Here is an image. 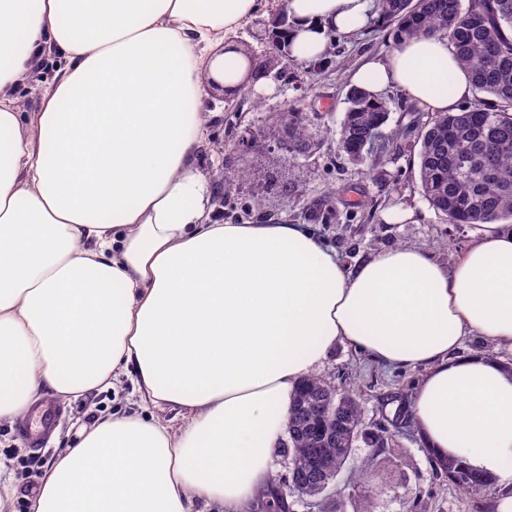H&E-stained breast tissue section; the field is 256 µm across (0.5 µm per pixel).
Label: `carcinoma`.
<instances>
[{
    "label": "carcinoma",
    "mask_w": 512,
    "mask_h": 512,
    "mask_svg": "<svg viewBox=\"0 0 512 512\" xmlns=\"http://www.w3.org/2000/svg\"><path fill=\"white\" fill-rule=\"evenodd\" d=\"M378 20L392 27L396 45L421 35L448 39L459 65L471 75L469 106L436 112L405 127L418 132L423 197L450 224L512 222V0H382ZM388 119L382 97L353 85L340 136L354 150L373 140L375 153H383L389 146L382 135ZM403 131L396 130L393 139H402ZM310 150L303 118L293 112L288 117V153ZM325 388L324 381L312 376L294 392L290 416L297 421L288 431L286 451L297 471L307 474L309 458L318 453L339 475L360 438L378 448L375 461L382 464L387 437L366 429L363 407L346 389L337 396L335 441L316 438L308 406ZM432 462L436 474L464 492L489 490L490 479L484 476L449 459Z\"/></svg>",
    "instance_id": "obj_1"
}]
</instances>
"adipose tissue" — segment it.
I'll list each match as a JSON object with an SVG mask.
<instances>
[{
	"label": "adipose tissue",
	"mask_w": 512,
	"mask_h": 512,
	"mask_svg": "<svg viewBox=\"0 0 512 512\" xmlns=\"http://www.w3.org/2000/svg\"><path fill=\"white\" fill-rule=\"evenodd\" d=\"M263 0H0V422L46 390L75 399L136 373L141 414L83 427L44 469L31 512H245L297 385L338 344L423 372L410 411L431 453L512 488V371L458 356L512 350V225L453 266L404 245L354 271L296 224H213L194 164L202 92L238 93L234 38ZM369 0H288L293 56L363 29ZM38 109L16 94L45 56ZM431 112L471 93L447 39L419 36L353 76ZM461 356L485 355L499 360L505 366L512 367V351L497 348L481 336H469L457 352Z\"/></svg>",
	"instance_id": "ef3b65f1"
}]
</instances>
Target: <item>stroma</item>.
<instances>
[{
    "mask_svg": "<svg viewBox=\"0 0 512 512\" xmlns=\"http://www.w3.org/2000/svg\"><path fill=\"white\" fill-rule=\"evenodd\" d=\"M388 31H359L334 38L333 64L320 72L289 63L280 77L268 76L230 99L205 90L210 111V139L196 154L198 169L215 190H227L226 201L210 203L217 224H300L333 248L352 269L375 253L400 245L423 249L452 265L474 238L475 229L448 223L418 188V170L411 155L391 150L382 157L352 163L341 151L338 131L346 109L352 76L365 59L390 53ZM302 113L314 134L310 153L291 156L274 150L277 118L282 109ZM252 141L239 150L237 141ZM245 167L246 181L223 187V172ZM402 219H394V212ZM317 377L336 387L347 386L360 397L368 428L385 427L389 441L385 465H371L373 449L357 442L335 481L339 512H360L364 491L375 498L376 512H497L495 492L466 493L432 473L431 455L416 423L405 408L422 377L421 370L390 369L347 345H336ZM139 395L129 379L116 388H100L76 400L60 401L55 433L41 448H31L15 424H0V461L5 462L13 491L11 512H29L22 487H37L56 451L74 438L78 426L136 411ZM368 474L366 489L348 485V473Z\"/></svg>",
    "mask_w": 512,
    "mask_h": 512,
    "instance_id": "obj_1",
    "label": "stroma"
}]
</instances>
